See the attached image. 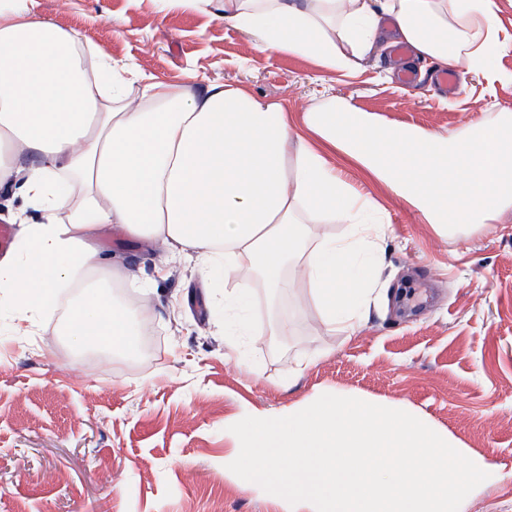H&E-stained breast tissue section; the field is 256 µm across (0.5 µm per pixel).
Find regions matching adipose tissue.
<instances>
[{"label": "adipose tissue", "instance_id": "adipose-tissue-1", "mask_svg": "<svg viewBox=\"0 0 512 512\" xmlns=\"http://www.w3.org/2000/svg\"><path fill=\"white\" fill-rule=\"evenodd\" d=\"M226 23L262 52L292 53L328 70L396 44L440 66L489 67L512 50L496 0H222ZM108 78L87 79L72 34L32 16L28 0H0V189L22 183L41 207L17 251L0 257V285L41 310L83 270L96 269L94 229L115 224L146 243L197 255L216 275L262 268L282 287L302 260L326 325L354 332L376 268L383 226L372 202L350 198L333 168L340 150L442 230L485 224L512 206V115L448 141L380 124L329 95L289 122L285 107L244 88L178 83L132 90L103 57ZM314 133L322 142L306 139ZM83 185L70 201L68 174ZM354 225L350 242L306 250L314 217ZM138 319L85 288L68 321L75 348L126 350Z\"/></svg>", "mask_w": 512, "mask_h": 512}]
</instances>
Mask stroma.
I'll return each mask as SVG.
<instances>
[{"label":"stroma","mask_w":512,"mask_h":512,"mask_svg":"<svg viewBox=\"0 0 512 512\" xmlns=\"http://www.w3.org/2000/svg\"><path fill=\"white\" fill-rule=\"evenodd\" d=\"M30 10L76 34L87 67L107 55L141 83H174L191 67L281 102L296 122L327 91L383 124L446 139L512 113V51L451 95L425 62L411 89L387 77L386 53L328 71L162 0H32ZM332 160L350 195L386 214L376 302L354 335L325 327L312 283L294 270L278 290L242 270L216 281L199 260L164 261L112 224L92 236L105 292L128 306L148 299L153 350L103 364L74 349L63 329L78 283L39 313L0 288V328L13 332L0 337V512H285L229 470L230 427L325 392L405 403L512 468V209L443 237L343 154ZM241 290L247 306L225 309ZM240 320L244 335H225Z\"/></svg>","instance_id":"stroma-1"}]
</instances>
